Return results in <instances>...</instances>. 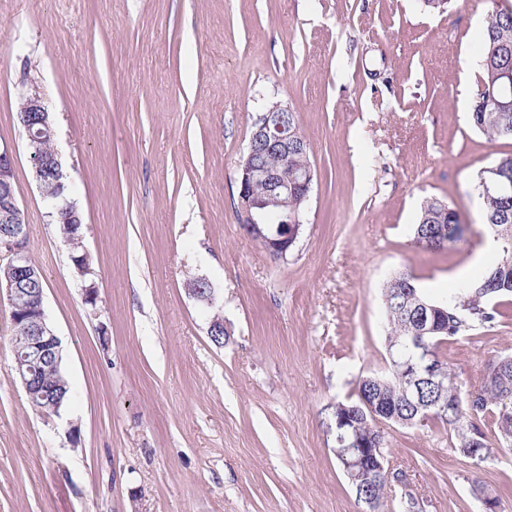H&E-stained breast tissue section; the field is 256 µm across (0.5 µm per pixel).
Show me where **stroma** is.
Returning <instances> with one entry per match:
<instances>
[{
	"instance_id": "1",
	"label": "stroma",
	"mask_w": 512,
	"mask_h": 512,
	"mask_svg": "<svg viewBox=\"0 0 512 512\" xmlns=\"http://www.w3.org/2000/svg\"><path fill=\"white\" fill-rule=\"evenodd\" d=\"M512 0H0V148L14 154L27 251L71 396L35 411L0 296V512H362L329 405L384 370L382 291L461 285L488 231L479 173L512 155L470 121L493 9ZM38 94L83 222L91 271L51 223L17 121ZM297 112L314 180L287 258L238 222L240 160L267 102ZM467 229L414 246L425 199ZM203 278L212 305L189 295ZM95 286V304L85 302ZM443 343L462 393L512 355V307ZM230 333L208 335L213 317ZM379 512H512V455L455 453L429 421L383 424Z\"/></svg>"
}]
</instances>
